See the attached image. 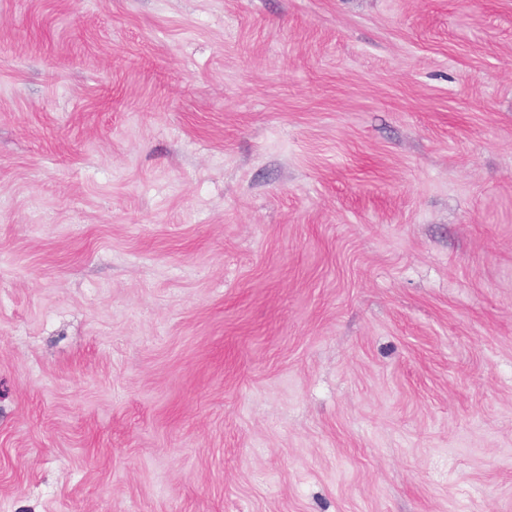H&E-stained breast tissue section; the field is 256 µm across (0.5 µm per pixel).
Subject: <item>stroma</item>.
Instances as JSON below:
<instances>
[{"mask_svg": "<svg viewBox=\"0 0 512 512\" xmlns=\"http://www.w3.org/2000/svg\"><path fill=\"white\" fill-rule=\"evenodd\" d=\"M0 512H512V0H0Z\"/></svg>", "mask_w": 512, "mask_h": 512, "instance_id": "35a3bbf8", "label": "stroma"}]
</instances>
